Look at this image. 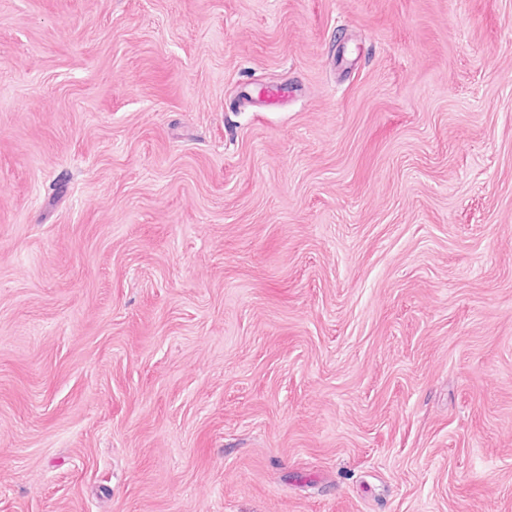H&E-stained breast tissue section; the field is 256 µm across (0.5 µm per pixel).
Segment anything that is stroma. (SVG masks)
<instances>
[{
    "label": "stroma",
    "mask_w": 512,
    "mask_h": 512,
    "mask_svg": "<svg viewBox=\"0 0 512 512\" xmlns=\"http://www.w3.org/2000/svg\"><path fill=\"white\" fill-rule=\"evenodd\" d=\"M0 512H512V0H0Z\"/></svg>",
    "instance_id": "35a3bbf8"
}]
</instances>
